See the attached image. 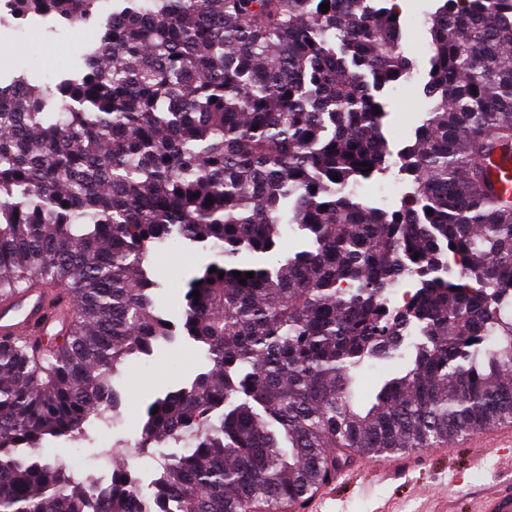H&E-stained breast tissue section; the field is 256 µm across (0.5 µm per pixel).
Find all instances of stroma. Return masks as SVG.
Masks as SVG:
<instances>
[{
	"label": "stroma",
	"instance_id": "stroma-1",
	"mask_svg": "<svg viewBox=\"0 0 512 512\" xmlns=\"http://www.w3.org/2000/svg\"><path fill=\"white\" fill-rule=\"evenodd\" d=\"M435 8V0L400 3L403 45L415 69L410 80L385 96L384 134L394 151L413 140L428 108L422 87L429 68L427 20ZM30 22L39 31L37 37L14 34L0 39V56L14 63L0 77L8 79L24 71L33 80L55 84L72 72L85 45L96 37L91 24L72 25L51 16H34ZM408 190L392 171L373 179L360 193L372 205L391 211L399 208ZM212 259V252L199 246L175 244L153 252L152 272L163 285L161 306L171 319L179 317L177 300L186 280ZM204 364L201 348L183 337L151 356L131 358L115 380L122 402L111 423H94L85 440L59 441L54 450L67 458L79 454L84 473L111 476L118 458L128 457L140 439L146 404L193 377ZM507 482L512 483V467L502 463L497 449L459 441L447 454L432 448L407 454L396 480L380 478L373 469H355L348 481L331 489L327 508L329 512H481L487 489Z\"/></svg>",
	"mask_w": 512,
	"mask_h": 512
}]
</instances>
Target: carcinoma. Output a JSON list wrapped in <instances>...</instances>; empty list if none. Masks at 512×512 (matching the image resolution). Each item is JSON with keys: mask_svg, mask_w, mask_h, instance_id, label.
<instances>
[{"mask_svg": "<svg viewBox=\"0 0 512 512\" xmlns=\"http://www.w3.org/2000/svg\"><path fill=\"white\" fill-rule=\"evenodd\" d=\"M97 2L12 0L83 23ZM429 34L431 106L396 152V0H112L77 77L0 82V295L61 286L70 303L64 343L0 341V512H275L352 448L512 420V197L490 177L512 159V0H441ZM394 167L398 209L355 193ZM284 225L300 245L282 259ZM169 241L216 256L177 322L149 271ZM179 336L207 370L147 405L149 482H78L43 453L116 411L129 358ZM396 359L358 407L364 364Z\"/></svg>", "mask_w": 512, "mask_h": 512, "instance_id": "carcinoma-1", "label": "carcinoma"}]
</instances>
